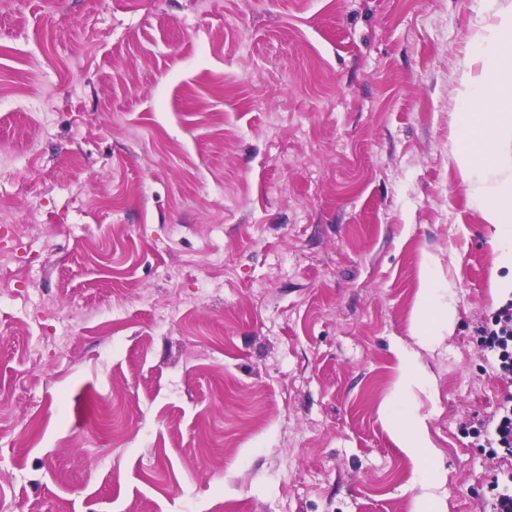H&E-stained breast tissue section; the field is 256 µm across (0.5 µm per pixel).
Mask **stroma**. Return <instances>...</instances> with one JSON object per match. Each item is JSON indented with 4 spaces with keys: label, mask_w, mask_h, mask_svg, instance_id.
Instances as JSON below:
<instances>
[{
    "label": "stroma",
    "mask_w": 512,
    "mask_h": 512,
    "mask_svg": "<svg viewBox=\"0 0 512 512\" xmlns=\"http://www.w3.org/2000/svg\"><path fill=\"white\" fill-rule=\"evenodd\" d=\"M512 0L0 7V495L9 512H492L512 270L456 162ZM453 324L414 335L424 274ZM423 383L406 382L402 353ZM479 333L481 345L494 353L496 371L512 381V298L485 319ZM390 426L398 444L416 462L418 471L428 477V482L437 480L434 476L435 448L427 438V425L423 417L401 408V397L396 398L390 415Z\"/></svg>",
    "instance_id": "stroma-1"
}]
</instances>
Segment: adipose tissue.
<instances>
[{"label": "adipose tissue", "mask_w": 512, "mask_h": 512, "mask_svg": "<svg viewBox=\"0 0 512 512\" xmlns=\"http://www.w3.org/2000/svg\"><path fill=\"white\" fill-rule=\"evenodd\" d=\"M498 37L484 55V71L471 80V96L456 134L457 165L462 179L472 183L473 194L486 223L496 226L505 241L495 257L499 266L512 267V9L499 12ZM494 160V184L476 182L475 176ZM454 311L441 304L432 287L422 289L415 313V334L430 345L435 329L450 324ZM390 426L398 444L426 477L434 475L436 451L427 438L423 417L394 406Z\"/></svg>", "instance_id": "1"}]
</instances>
